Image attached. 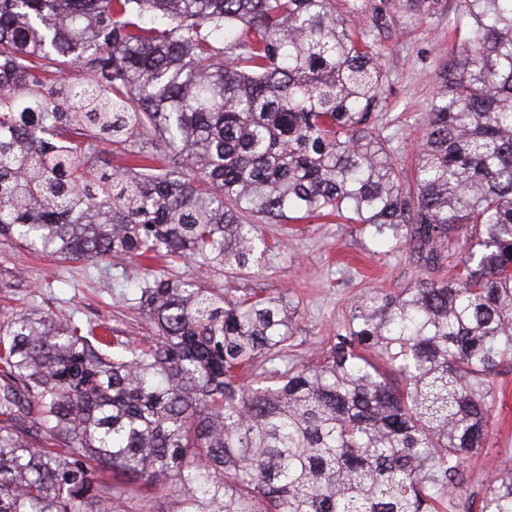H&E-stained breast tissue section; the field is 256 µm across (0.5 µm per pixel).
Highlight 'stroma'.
Listing matches in <instances>:
<instances>
[{
	"instance_id": "stroma-1",
	"label": "stroma",
	"mask_w": 512,
	"mask_h": 512,
	"mask_svg": "<svg viewBox=\"0 0 512 512\" xmlns=\"http://www.w3.org/2000/svg\"><path fill=\"white\" fill-rule=\"evenodd\" d=\"M336 9L364 33L386 71L385 93L373 120L391 135L404 190L412 192L425 114L437 91L436 73L457 47L458 0H336ZM255 228L276 245L261 271L227 274L188 259L176 262L170 272L205 288L282 297L297 311L288 350L294 365L317 361L337 330L346 327L365 291H396L426 273L408 247L382 245L370 225L328 217L277 224L259 220ZM145 275L127 258L57 260L0 235V313L42 309L60 319L101 323L138 340L155 333L137 302L135 285ZM495 384L498 401L486 445L464 461L470 481L454 512H478L494 470L512 468V367L503 369Z\"/></svg>"
}]
</instances>
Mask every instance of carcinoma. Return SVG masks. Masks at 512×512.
<instances>
[{
	"mask_svg": "<svg viewBox=\"0 0 512 512\" xmlns=\"http://www.w3.org/2000/svg\"><path fill=\"white\" fill-rule=\"evenodd\" d=\"M460 29L412 197L371 122L385 71L335 0H0V235L244 271L272 252L246 216H336L429 271L362 294L302 368L273 365L280 299L162 275L138 342L0 317V512H107L114 480L172 487L176 512L455 506L512 363V0H460ZM479 512H512L511 469Z\"/></svg>",
	"mask_w": 512,
	"mask_h": 512,
	"instance_id": "obj_1",
	"label": "carcinoma"
}]
</instances>
